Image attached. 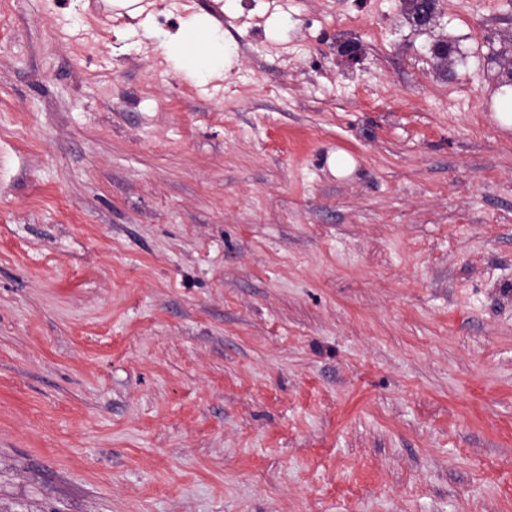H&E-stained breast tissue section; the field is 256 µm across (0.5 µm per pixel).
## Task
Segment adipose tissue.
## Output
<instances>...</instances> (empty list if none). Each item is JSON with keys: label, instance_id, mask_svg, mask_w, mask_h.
I'll list each match as a JSON object with an SVG mask.
<instances>
[{"label": "adipose tissue", "instance_id": "obj_1", "mask_svg": "<svg viewBox=\"0 0 512 512\" xmlns=\"http://www.w3.org/2000/svg\"><path fill=\"white\" fill-rule=\"evenodd\" d=\"M164 60H180L192 76L220 78L224 75V33L209 18L195 15L182 29L161 44Z\"/></svg>", "mask_w": 512, "mask_h": 512}]
</instances>
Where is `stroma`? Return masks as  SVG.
Returning <instances> with one entry per match:
<instances>
[{
  "label": "stroma",
  "mask_w": 512,
  "mask_h": 512,
  "mask_svg": "<svg viewBox=\"0 0 512 512\" xmlns=\"http://www.w3.org/2000/svg\"><path fill=\"white\" fill-rule=\"evenodd\" d=\"M147 11L0 0V512H512V0ZM409 12L413 23L418 27H426L435 19L434 2L428 0H410ZM194 39V54L185 53V44ZM160 46L166 62L180 60L194 77L221 78L224 76V32L209 18L195 15L188 18L182 29L169 35Z\"/></svg>",
  "instance_id": "1"
}]
</instances>
